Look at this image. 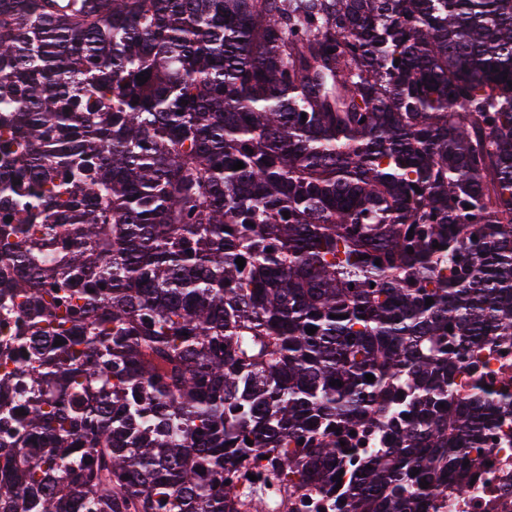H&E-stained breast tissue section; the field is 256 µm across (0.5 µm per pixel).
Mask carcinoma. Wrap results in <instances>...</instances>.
<instances>
[{
  "mask_svg": "<svg viewBox=\"0 0 512 512\" xmlns=\"http://www.w3.org/2000/svg\"><path fill=\"white\" fill-rule=\"evenodd\" d=\"M0 318V512H423L512 415V0H0ZM455 376L456 395L470 396L476 386L484 394L496 397V393L504 388V381L512 378V342L497 344L479 353L460 365ZM485 385H490L491 389H486Z\"/></svg>",
  "mask_w": 512,
  "mask_h": 512,
  "instance_id": "carcinoma-1",
  "label": "carcinoma"
}]
</instances>
